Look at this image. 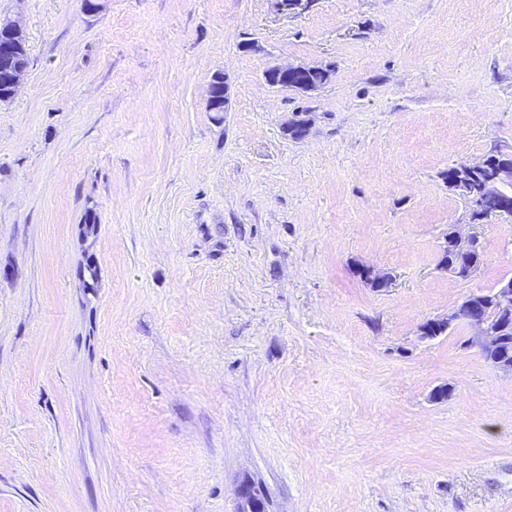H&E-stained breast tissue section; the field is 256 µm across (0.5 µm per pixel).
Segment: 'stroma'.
<instances>
[{
	"mask_svg": "<svg viewBox=\"0 0 512 512\" xmlns=\"http://www.w3.org/2000/svg\"><path fill=\"white\" fill-rule=\"evenodd\" d=\"M94 2L0 0V512H512V378L417 334L512 277L508 216L439 267L448 168L512 154V0ZM323 68L302 65H271L264 71V78L268 85L282 89H292L300 93H308L320 88L322 85L311 84L306 77Z\"/></svg>",
	"mask_w": 512,
	"mask_h": 512,
	"instance_id": "35a3bbf8",
	"label": "stroma"
}]
</instances>
